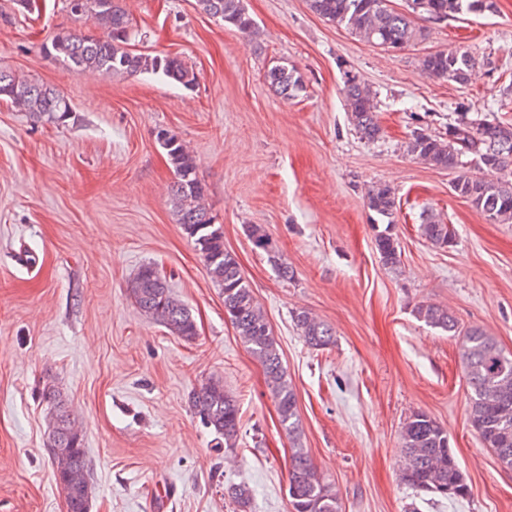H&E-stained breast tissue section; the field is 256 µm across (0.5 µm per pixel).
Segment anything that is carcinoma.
<instances>
[{
	"instance_id": "cac0c4a2",
	"label": "carcinoma",
	"mask_w": 512,
	"mask_h": 512,
	"mask_svg": "<svg viewBox=\"0 0 512 512\" xmlns=\"http://www.w3.org/2000/svg\"><path fill=\"white\" fill-rule=\"evenodd\" d=\"M71 15L91 23L101 33L63 29L56 32L44 51L53 59L85 72L113 74H152L165 77L187 89L197 77L177 56L134 54L127 48L132 21L121 0H65ZM198 7L213 18L235 27L247 37L257 34L254 19L242 0H196ZM309 9L352 35L387 51L408 47L417 37L413 20L388 7V0H307ZM490 0H411L412 12L434 20L446 19L463 11L490 9ZM422 65L431 75L458 84L471 79L475 60L466 50L438 51L425 56ZM344 75V99L350 123L360 138L374 141L380 128L376 122V93L350 72ZM266 80L285 98L303 91V80L295 71L276 65ZM0 99L9 101L38 122H55L72 111L67 97L53 88L34 83L13 72L0 69ZM166 151L175 181L172 201L188 237L194 239L212 281L224 296V313L250 353L261 363L273 396L281 426L293 441L289 470L288 498L291 512H341L340 500L313 466L306 449L299 446L301 435L297 394L288 383L277 341L242 275L235 257L224 250V233L214 227L205 205V188L194 157L170 133H158ZM406 151L420 162L437 169H462L454 182L457 195L466 199L494 224L512 223V178L487 179L466 172L512 170V125L485 118L467 117L441 136L415 131L406 142ZM367 207L382 218H392L397 200L386 183L372 186L366 194ZM422 234L432 243L449 247L455 240L451 225L434 215L423 218ZM253 246L276 260L272 239L259 225L251 226ZM376 249L385 264L399 261L397 239L390 228L375 237ZM131 292L138 309L158 321L173 335L192 341L198 335L189 308L170 289L167 277L154 265L140 268ZM417 318L426 325L461 337V358L469 393V422L482 444L494 451L500 464L512 468V352L504 350L494 337L480 329L459 330L448 308L433 303L416 307ZM294 323L305 343L314 349L333 344V335L309 312L294 314ZM44 400L52 416L50 448H66L68 454L55 461L56 481L65 494L67 512H89L92 495L89 461L82 431L71 418L60 392L51 384L43 388ZM192 405L202 423L225 443L236 440L240 411L236 400L219 380L202 385L193 395ZM403 481L418 493L446 498H463L469 493L466 476L451 448L448 431L425 412L413 413L400 433Z\"/></svg>"
}]
</instances>
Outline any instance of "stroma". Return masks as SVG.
<instances>
[{"instance_id": "35a3bbf8", "label": "stroma", "mask_w": 512, "mask_h": 512, "mask_svg": "<svg viewBox=\"0 0 512 512\" xmlns=\"http://www.w3.org/2000/svg\"><path fill=\"white\" fill-rule=\"evenodd\" d=\"M493 2L442 21L414 15L423 36L395 53L325 21L307 0H243L255 41L195 0H123L130 49L180 56L197 76L188 90L55 62L43 44L76 25L64 0L25 11L0 0V68L73 107L65 121L36 122L0 101V512H67L47 450L48 383L82 423L90 512H236L228 490L243 482L247 512H289L292 441L263 367L177 221L161 130L196 159L206 206L297 393L301 443L341 512H512V469L469 422L461 339L414 315L421 303L448 307L460 329L480 328L512 352V224L490 223L458 196L457 171L405 150L413 131L445 134L464 113L512 123V109L494 105L512 87V0ZM458 47L478 63L468 84L421 68L425 55ZM276 65L302 77L298 97L266 82ZM347 70L377 93V140H361L348 120ZM380 182L396 193L389 220L366 204ZM428 213L453 225V246L422 236ZM254 225L277 262L254 248ZM385 229L400 246L394 266L375 247ZM147 263L190 308L195 340L138 310L130 285ZM300 310L331 330V346L304 342ZM212 379L240 408L232 448L217 445L191 404ZM416 412L447 429L466 498L402 482L400 431Z\"/></svg>"}]
</instances>
